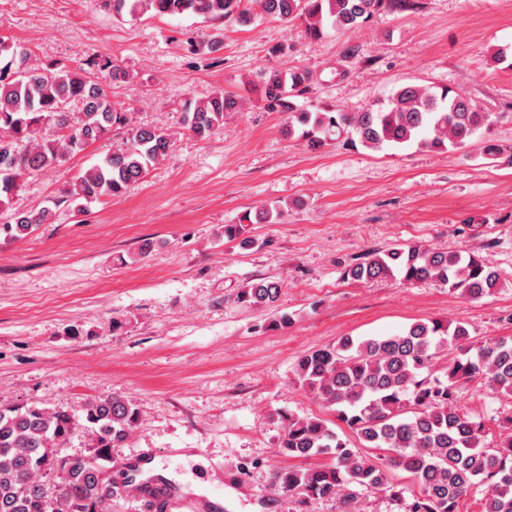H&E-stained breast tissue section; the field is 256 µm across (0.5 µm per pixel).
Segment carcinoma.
<instances>
[{"mask_svg": "<svg viewBox=\"0 0 512 512\" xmlns=\"http://www.w3.org/2000/svg\"><path fill=\"white\" fill-rule=\"evenodd\" d=\"M112 13L131 17L145 11L160 16L193 15L222 23L249 21L244 0H103ZM386 0H256L271 18L304 21L305 35L364 27ZM494 66L512 67V45L491 54ZM124 83L128 73L110 59L88 67L35 64L30 50L0 38V210L9 208L24 174L43 171L127 128L125 147L105 155L68 183L62 201L82 210L84 203L123 194L174 145L173 135L155 126L130 125L125 108L103 84ZM313 81L305 69H268L263 74L265 107L286 116L288 133L302 130L305 145L317 150L348 136L351 143L381 150L418 146L454 150L478 145L494 163L512 165V147L478 136L491 125L490 113L449 87L404 85L378 108L364 112L300 107ZM240 109L239 100L222 91L190 102L183 124L203 138ZM51 210L17 213L0 225V236L20 239L46 224ZM344 275L354 281L383 279L403 283L431 281L469 301L502 287L500 271L466 250L448 252L423 245L396 244L369 254ZM280 287L264 279L243 288L238 299L249 307H273ZM454 346L460 356L448 363L447 379L428 376L437 351ZM299 383L337 414L359 445L386 455L361 456L318 416L281 415L278 448L290 457L328 455L333 463L275 473L274 488L308 499L342 498L344 512H355L353 488L388 489V471L402 469L421 485L409 503L392 496L404 512H456L458 499L482 481L489 482L485 512H512V416L498 440H486L484 425L460 411V386L480 380L512 395V339L488 338L473 347L463 320L416 321L388 336L346 337L312 349L298 359ZM140 409L124 396L89 401L79 415L35 406H0V512H104L112 498L113 450L138 427ZM78 432L83 451L68 444Z\"/></svg>", "mask_w": 512, "mask_h": 512, "instance_id": "obj_1", "label": "carcinoma"}]
</instances>
